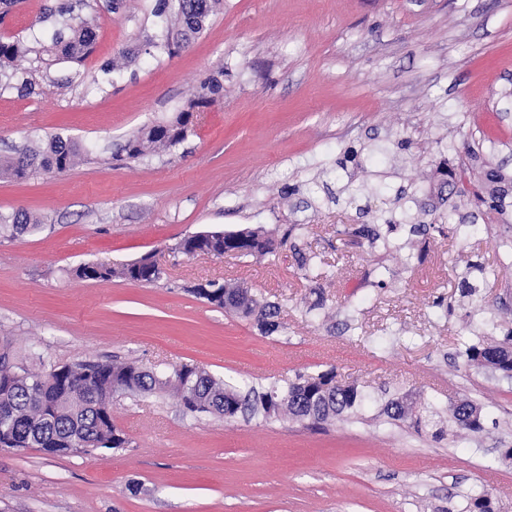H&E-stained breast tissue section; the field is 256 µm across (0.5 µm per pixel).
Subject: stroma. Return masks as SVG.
<instances>
[{"label":"stroma","instance_id":"stroma-1","mask_svg":"<svg viewBox=\"0 0 512 512\" xmlns=\"http://www.w3.org/2000/svg\"><path fill=\"white\" fill-rule=\"evenodd\" d=\"M21 0L0 35L24 37L45 8ZM97 42L82 63L28 60L36 92L0 97V158L54 134L84 151L67 172L0 178V212L41 232L0 234V354L135 361L160 374L188 364L231 382L282 383L335 367L374 399L473 400L493 423L474 441L436 440L363 419L321 429L281 419L185 415L169 395L121 396L126 447L48 456L0 449V512H456L480 488L512 512V380L466 366L484 318L512 330V223L455 233L442 171L512 176V0H223L173 57L140 55L115 83L104 67L161 38L143 0H88ZM223 89L173 150L125 163L127 140L169 121L200 83ZM407 206L428 234L398 227L391 250L353 237L362 210ZM291 243L266 256L177 251L211 227L261 226ZM154 254L155 283L81 280L84 264ZM321 263L306 276L300 255ZM472 263L478 291L458 284ZM209 279L279 303L280 328L192 294ZM385 287H378V280ZM323 309H315L316 300Z\"/></svg>","mask_w":512,"mask_h":512}]
</instances>
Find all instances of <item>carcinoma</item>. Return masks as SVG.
I'll return each mask as SVG.
<instances>
[{
	"label": "carcinoma",
	"instance_id": "1",
	"mask_svg": "<svg viewBox=\"0 0 512 512\" xmlns=\"http://www.w3.org/2000/svg\"><path fill=\"white\" fill-rule=\"evenodd\" d=\"M222 0H152L150 14L165 24V34L149 39L146 46L152 55L172 56L188 46L204 29L216 4ZM51 32L28 40L0 36V96L15 92L19 96L34 93V83L18 63L34 60L41 63H82L95 50L96 30L91 21L60 10L44 17ZM220 89L213 80L200 84L187 108L175 119L154 125L140 136L129 140L123 152L129 159H138L149 150H170L188 137L195 110L209 103L210 95ZM76 142L60 135L51 137L38 151L29 149L7 160H0V176L23 179L37 169L63 173L81 155ZM448 185L466 203L483 206V213L493 215L489 223L506 213L509 207V178L499 171L487 173V181L497 184L486 190L485 183L467 180V169L447 172ZM397 228V220L388 218L384 225L362 224L354 233L371 245L382 243L392 248L389 234ZM41 225L30 222L20 211L0 214V232L11 235L33 233ZM275 240L263 227L236 231L214 230L206 235L182 239L177 249L185 255L198 253L224 254L232 251L238 257L265 255L274 251ZM78 279L110 281L114 277L131 282L153 283L162 276L154 256L147 254L119 268L84 264L73 269ZM192 292L210 305L235 312L244 317L256 316L262 331L271 334L280 324L275 321L279 304L263 303L248 289L238 285L208 281ZM464 363L481 367L502 377L512 378V336L500 342H478L465 345ZM170 394L177 398L183 413L212 414L226 421L238 416L260 417L265 421L286 416L319 428L337 418H358L368 405L367 394L354 384L336 380V368L316 375H300L284 385L241 386L206 373L196 366L183 365L170 374L160 376L138 363L77 361L66 367L52 362L42 363L38 372L13 370V365L0 360V448H39L51 455L88 453L97 448H123L129 440L112 422V398L116 395L144 396ZM444 410L437 404H426L425 413L413 410L398 397H389L382 404L381 414L394 422L409 421L422 428L433 426L432 436L441 438L445 428L438 418ZM447 425L456 426L476 437L486 429L482 407L469 399L454 404L448 413ZM461 512H491L487 498L474 491L462 494Z\"/></svg>",
	"mask_w": 512,
	"mask_h": 512
}]
</instances>
